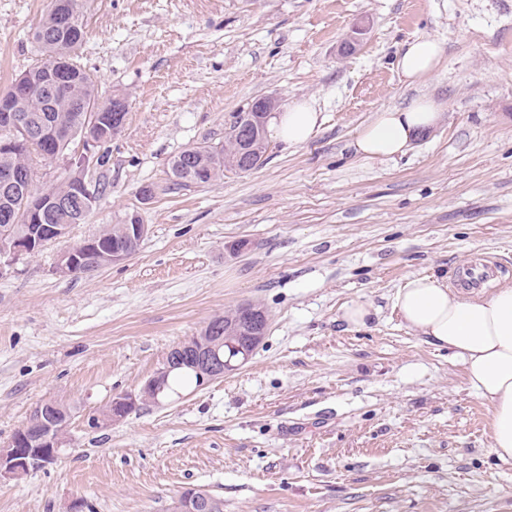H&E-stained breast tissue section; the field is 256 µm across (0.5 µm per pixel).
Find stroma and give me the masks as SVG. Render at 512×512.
<instances>
[{
	"label": "stroma",
	"mask_w": 512,
	"mask_h": 512,
	"mask_svg": "<svg viewBox=\"0 0 512 512\" xmlns=\"http://www.w3.org/2000/svg\"><path fill=\"white\" fill-rule=\"evenodd\" d=\"M50 4L0 0V91L38 62ZM84 15L83 62L126 120L85 223L0 275V447L43 402L71 412L58 459L0 483V512L77 497L173 512L189 488L224 512H512L489 404L392 307L409 275L447 283L477 258L512 283V0H87ZM421 35L443 54L410 85L394 58ZM271 96L314 102L320 130L269 142L255 170L173 185L174 156ZM420 97L434 131L391 161L355 155L378 112ZM133 214L149 233L127 261L54 274L59 251ZM355 301L376 310L367 326L340 319ZM246 303L269 329L244 365L88 427Z\"/></svg>",
	"instance_id": "stroma-1"
}]
</instances>
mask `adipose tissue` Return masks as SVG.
Masks as SVG:
<instances>
[{
	"instance_id": "ef3b65f1",
	"label": "adipose tissue",
	"mask_w": 512,
	"mask_h": 512,
	"mask_svg": "<svg viewBox=\"0 0 512 512\" xmlns=\"http://www.w3.org/2000/svg\"><path fill=\"white\" fill-rule=\"evenodd\" d=\"M441 53L437 40L414 37L404 41L395 66L411 83L432 72ZM439 120L427 98L383 110L359 131L354 152L370 160L394 159ZM321 123L314 104L303 100L271 115L268 130L284 146L295 147L308 142ZM393 307L407 329L461 362L470 389L492 408L491 453L512 461V285L468 293L434 276H412L397 291Z\"/></svg>"
}]
</instances>
